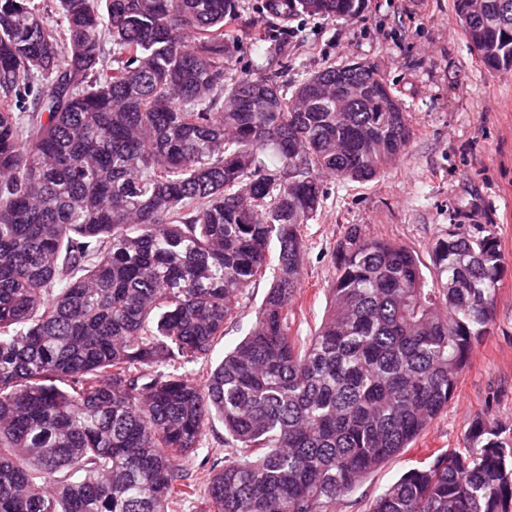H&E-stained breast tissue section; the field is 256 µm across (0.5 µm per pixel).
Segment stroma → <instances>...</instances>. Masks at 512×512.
Here are the masks:
<instances>
[{
  "label": "stroma",
  "mask_w": 512,
  "mask_h": 512,
  "mask_svg": "<svg viewBox=\"0 0 512 512\" xmlns=\"http://www.w3.org/2000/svg\"><path fill=\"white\" fill-rule=\"evenodd\" d=\"M263 0H240L241 19L230 27L238 40L228 64L275 73L296 87L329 66L349 61L377 65L409 115L406 150L364 183L326 180L321 210L303 226V314L294 335H312L329 309L336 276L332 254L350 231L382 238L429 261L432 242L447 230L463 236L492 229L505 274L488 335L458 379L453 399L411 447L373 471L336 512H366V504L417 461L434 451L460 448L475 416L489 415L512 433V72L493 71L469 43L454 0H364L353 19L302 15L288 25L285 51L256 54L240 28L255 22ZM258 279L243 295L237 318L224 326L210 361L187 365L205 380L225 350L251 329L268 288Z\"/></svg>",
  "instance_id": "stroma-1"
}]
</instances>
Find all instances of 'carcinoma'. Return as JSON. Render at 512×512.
<instances>
[{"label":"carcinoma","instance_id":"obj_1","mask_svg":"<svg viewBox=\"0 0 512 512\" xmlns=\"http://www.w3.org/2000/svg\"><path fill=\"white\" fill-rule=\"evenodd\" d=\"M455 0L471 45L512 68V0ZM264 0L255 50L301 14ZM0 0V512H336L453 398L504 273L481 228L413 250L351 229L330 309L292 334L324 178L363 183L411 138L373 63L345 111L228 73L239 0ZM271 271L249 334L200 384L239 299ZM224 424V459L197 454ZM368 512H512V437L476 417Z\"/></svg>","mask_w":512,"mask_h":512}]
</instances>
